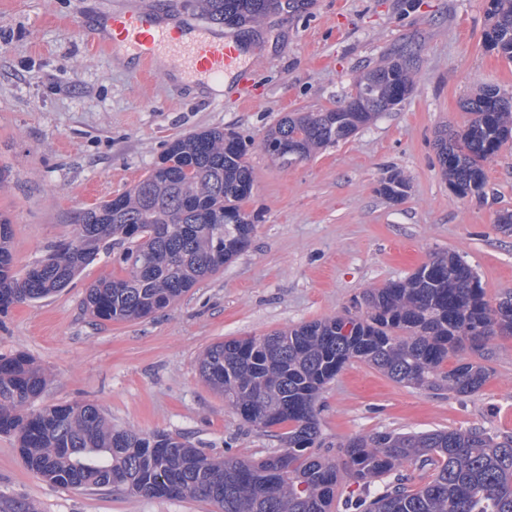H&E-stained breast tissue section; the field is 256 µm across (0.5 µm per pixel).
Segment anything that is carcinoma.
Returning <instances> with one entry per match:
<instances>
[{
	"label": "carcinoma",
	"mask_w": 512,
	"mask_h": 512,
	"mask_svg": "<svg viewBox=\"0 0 512 512\" xmlns=\"http://www.w3.org/2000/svg\"><path fill=\"white\" fill-rule=\"evenodd\" d=\"M310 0H198L202 16L229 28L256 25L273 11L300 13ZM486 47L512 61V0H489ZM413 66L388 55L358 80L341 107L290 112L261 146L288 157V167L347 140L400 104L413 88ZM472 119L436 140L439 164L460 197L479 195L483 162L512 138V102L487 87L463 104ZM250 144L232 131L189 132L166 144L146 175L121 194L80 212L74 237L23 276L13 269L12 224L0 215V313L66 288L100 253L125 245L122 277L88 289L86 311L98 321L149 316L177 301L250 243L257 215L243 207L255 176ZM401 172H388L379 193L393 202L409 192ZM497 336H512V291L491 301L460 257H432L411 276L367 291L354 310L263 337L217 342L199 362L203 381L248 423L266 431L283 424L286 447L264 458L217 459L165 432L115 429L89 403L32 408L48 384L26 354L0 356V433L17 438L30 471L55 485L134 496L199 498L217 512H330L344 482L360 495L358 512H512V439L433 430L376 432L342 444L344 459L319 452L316 399L352 360L370 363L407 385L478 392L489 378L480 357ZM431 469L413 488L378 485L398 464Z\"/></svg>",
	"instance_id": "obj_1"
}]
</instances>
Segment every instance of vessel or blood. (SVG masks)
I'll return each instance as SVG.
<instances>
[{
    "instance_id": "1",
    "label": "vessel or blood",
    "mask_w": 512,
    "mask_h": 512,
    "mask_svg": "<svg viewBox=\"0 0 512 512\" xmlns=\"http://www.w3.org/2000/svg\"><path fill=\"white\" fill-rule=\"evenodd\" d=\"M96 43L138 58L143 67L174 65L204 82L223 81L242 65V51L233 36L175 14L160 18L146 9L112 12Z\"/></svg>"
}]
</instances>
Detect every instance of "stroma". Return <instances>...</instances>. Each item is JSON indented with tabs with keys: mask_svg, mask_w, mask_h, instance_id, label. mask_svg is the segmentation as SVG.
<instances>
[{
	"mask_svg": "<svg viewBox=\"0 0 512 512\" xmlns=\"http://www.w3.org/2000/svg\"><path fill=\"white\" fill-rule=\"evenodd\" d=\"M139 4L199 16L184 0H0V214L13 225L14 270L25 271L68 239L83 209L122 193L172 138L207 128L253 141L260 216L249 246L179 301L150 316L93 320L91 284L120 274L121 246L50 297L0 315V356L29 355L49 377L37 406L97 405L113 427L176 434L213 456L260 458L282 448L199 374L212 344L264 336L343 314L367 290L406 279L437 254L460 256L488 299L512 291V140L484 164L481 195L460 197L443 177L434 140L464 129L463 102L479 87L512 94V62L485 48L488 0H312L299 14L271 12L237 32L251 67L241 107L167 69L136 78V59L98 48L72 25L97 27ZM414 62L411 93L349 139L289 167L260 142L289 112L333 108L388 54ZM410 182L394 203L378 191L390 170ZM489 378L472 395L409 387L354 360L317 400L325 452L378 431L476 430L512 438V337L483 360ZM0 497L32 512H215L202 499L132 497L51 484L28 470L14 436L0 434Z\"/></svg>",
	"mask_w": 512,
	"mask_h": 512,
	"instance_id": "stroma-1",
	"label": "stroma"
}]
</instances>
